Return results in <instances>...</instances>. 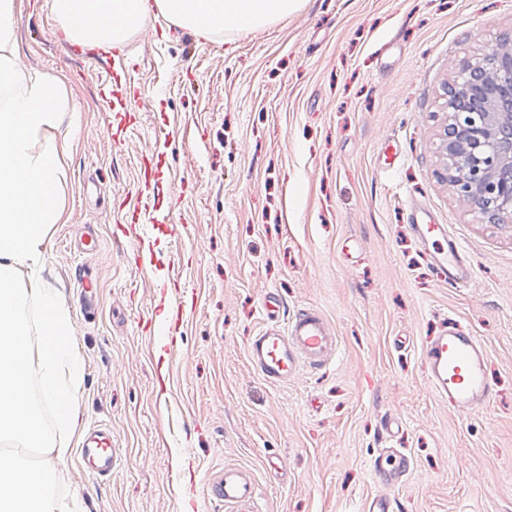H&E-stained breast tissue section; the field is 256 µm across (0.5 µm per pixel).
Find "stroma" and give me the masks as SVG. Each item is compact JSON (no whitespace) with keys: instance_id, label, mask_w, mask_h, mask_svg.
Masks as SVG:
<instances>
[{"instance_id":"1","label":"stroma","mask_w":512,"mask_h":512,"mask_svg":"<svg viewBox=\"0 0 512 512\" xmlns=\"http://www.w3.org/2000/svg\"><path fill=\"white\" fill-rule=\"evenodd\" d=\"M153 32L97 64L46 0H15L18 59L70 101L41 271L81 364L83 414L65 437L79 448L108 422L116 448L111 477L73 457L53 494L78 495L81 512H222L204 475L237 464L263 512H362L374 495L398 512H512V215L459 199L439 149L446 92L486 42L512 36V0H302L250 32ZM113 134L121 145L103 152ZM144 201L178 230L153 237L155 266L126 230ZM413 202L463 243L473 284L437 275L406 222ZM172 277L184 292L173 337L159 293ZM269 291L287 312L324 314L339 342L327 367L285 384L254 368ZM450 316L483 339L499 390L470 417L428 392L420 356ZM389 412L410 461L394 486L371 468ZM277 456L285 475L269 469Z\"/></svg>"}]
</instances>
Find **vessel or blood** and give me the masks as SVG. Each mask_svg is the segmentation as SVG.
<instances>
[{
  "label": "vessel or blood",
  "mask_w": 512,
  "mask_h": 512,
  "mask_svg": "<svg viewBox=\"0 0 512 512\" xmlns=\"http://www.w3.org/2000/svg\"><path fill=\"white\" fill-rule=\"evenodd\" d=\"M407 222L422 244L433 249L435 267L449 284L467 283L473 270L460 240L451 237L439 224H425L416 208H409ZM264 322L247 345V354L258 372L268 381L285 383L301 368L321 369L330 362L337 338L323 313L302 308L282 316V303L275 293H266L262 302ZM429 389L436 398L461 415L484 411L496 395L487 372V350L482 339L456 319L445 321L440 333L431 337L422 351ZM81 456L96 474H111L115 464L112 433L98 430L87 442ZM408 471V460L396 448L381 449L373 469L379 482H399ZM210 500L224 512H261L259 486L252 472L239 465H227L205 477Z\"/></svg>",
  "instance_id": "vessel-or-blood-1"
}]
</instances>
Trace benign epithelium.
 <instances>
[{
    "label": "benign epithelium",
    "instance_id": "obj_1",
    "mask_svg": "<svg viewBox=\"0 0 512 512\" xmlns=\"http://www.w3.org/2000/svg\"><path fill=\"white\" fill-rule=\"evenodd\" d=\"M440 150L458 197L495 219L512 212V42L490 43L448 97Z\"/></svg>",
    "mask_w": 512,
    "mask_h": 512
}]
</instances>
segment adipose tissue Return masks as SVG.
Masks as SVG:
<instances>
[{"instance_id": "1", "label": "adipose tissue", "mask_w": 512, "mask_h": 512, "mask_svg": "<svg viewBox=\"0 0 512 512\" xmlns=\"http://www.w3.org/2000/svg\"><path fill=\"white\" fill-rule=\"evenodd\" d=\"M49 0L51 13L74 41L85 28L97 46L111 48L159 19L210 39L227 31L261 28L296 13L302 0ZM13 0H0V443L42 449L41 467L0 455V512H78L76 503L57 499L51 472L68 460L65 439L43 425L29 396L32 367H39L46 400L57 405L65 427L80 412L72 367L69 311L40 272L46 241L61 209L66 140H51L60 113L68 111L66 89L55 76L29 73L14 65ZM37 298L44 318L31 330L21 315L26 297Z\"/></svg>"}]
</instances>
